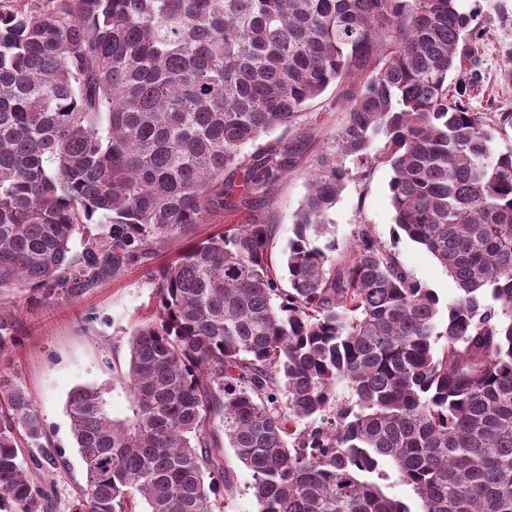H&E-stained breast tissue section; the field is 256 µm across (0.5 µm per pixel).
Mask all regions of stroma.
Segmentation results:
<instances>
[{"label": "stroma", "mask_w": 512, "mask_h": 512, "mask_svg": "<svg viewBox=\"0 0 512 512\" xmlns=\"http://www.w3.org/2000/svg\"><path fill=\"white\" fill-rule=\"evenodd\" d=\"M462 11L473 13L481 29L472 42V56L463 64L467 91L463 104L473 112H512V83L504 77L512 66V0H458ZM349 119L337 85L308 102L295 124L262 136L299 144L300 157L269 195L242 200L233 211L210 216L193 225L188 235L153 246L148 258L128 262L120 271L81 288L54 292L31 288L0 291V314L12 318L16 333L0 350V373L12 379L36 402L48 440L44 449H27L36 458L34 477L57 503L69 505L82 485L83 465L70 430L65 405L77 387L104 388L113 417L131 414V396L117 382L131 331L151 318L156 302L153 271L179 255L189 244L223 233L228 224H272L274 262H281L293 236L295 214L305 199L313 173L333 152ZM345 186L328 213L330 236L338 250L351 247L360 225H369L386 245L394 247L411 275L433 290L441 304L457 294L456 284L437 260L408 237L394 234V209L389 164H362L348 158Z\"/></svg>", "instance_id": "stroma-1"}]
</instances>
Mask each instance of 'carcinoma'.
I'll return each mask as SVG.
<instances>
[{
  "mask_svg": "<svg viewBox=\"0 0 512 512\" xmlns=\"http://www.w3.org/2000/svg\"><path fill=\"white\" fill-rule=\"evenodd\" d=\"M473 21L457 0H0V290L91 283L270 191L298 145L243 148L346 84L282 269L272 224L191 243L117 375L132 416L70 394V512H219L226 448L258 512H512V150L494 148L512 112L448 99ZM377 141L397 229L456 284L445 318L369 225L345 253L316 244L343 159ZM20 430L43 447L34 400L0 376V506L54 512ZM382 460L415 504L384 492Z\"/></svg>",
  "mask_w": 512,
  "mask_h": 512,
  "instance_id": "obj_1",
  "label": "carcinoma"
}]
</instances>
